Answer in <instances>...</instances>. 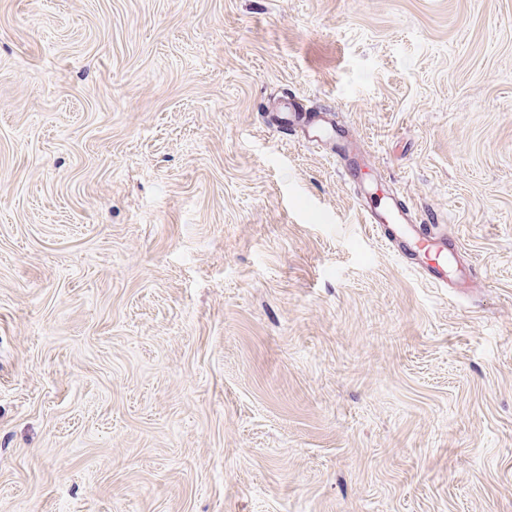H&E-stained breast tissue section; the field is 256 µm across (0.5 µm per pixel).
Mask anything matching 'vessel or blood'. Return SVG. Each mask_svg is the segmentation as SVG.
Returning <instances> with one entry per match:
<instances>
[{
    "mask_svg": "<svg viewBox=\"0 0 512 512\" xmlns=\"http://www.w3.org/2000/svg\"><path fill=\"white\" fill-rule=\"evenodd\" d=\"M267 123L283 141L304 146L331 145L343 179L363 199L362 218L410 269L430 283L448 288L471 283L476 268L461 253L458 240L444 232L434 215L416 212L400 195L381 192L366 181V163L349 129L336 122L332 106L308 111L298 100L281 95L268 109Z\"/></svg>",
    "mask_w": 512,
    "mask_h": 512,
    "instance_id": "obj_1",
    "label": "vessel or blood"
}]
</instances>
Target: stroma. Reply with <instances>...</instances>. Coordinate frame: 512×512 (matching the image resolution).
<instances>
[{
    "instance_id": "1",
    "label": "stroma",
    "mask_w": 512,
    "mask_h": 512,
    "mask_svg": "<svg viewBox=\"0 0 512 512\" xmlns=\"http://www.w3.org/2000/svg\"><path fill=\"white\" fill-rule=\"evenodd\" d=\"M0 512H512V0H0ZM333 112L330 105L310 112L298 100L283 94L269 107L266 119L282 141L332 146L343 179L360 200L364 199L363 223L369 224L372 232L385 240L410 269L419 271L440 288H453L461 281L470 284L477 269L461 255L458 240L442 231L433 214H418L402 196L384 192L378 183L366 181L362 152L349 129L336 122ZM378 191L384 193L382 197Z\"/></svg>"
}]
</instances>
